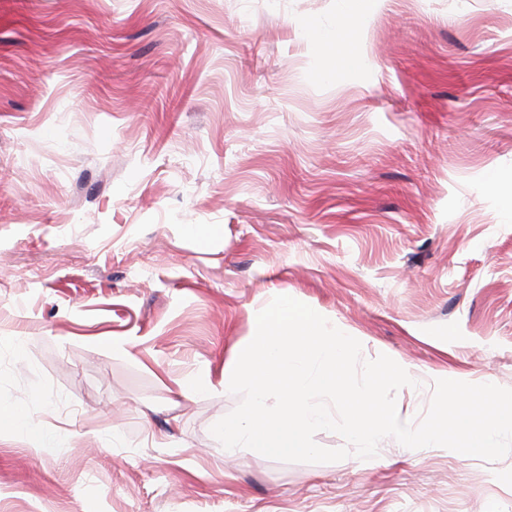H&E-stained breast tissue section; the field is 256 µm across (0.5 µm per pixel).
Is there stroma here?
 I'll return each mask as SVG.
<instances>
[{"label":"stroma","instance_id":"35a3bbf8","mask_svg":"<svg viewBox=\"0 0 512 512\" xmlns=\"http://www.w3.org/2000/svg\"><path fill=\"white\" fill-rule=\"evenodd\" d=\"M510 197L512 0H0V401L69 439H0V512H512V454L211 433L278 295L413 422L433 374L512 388Z\"/></svg>","mask_w":512,"mask_h":512}]
</instances>
